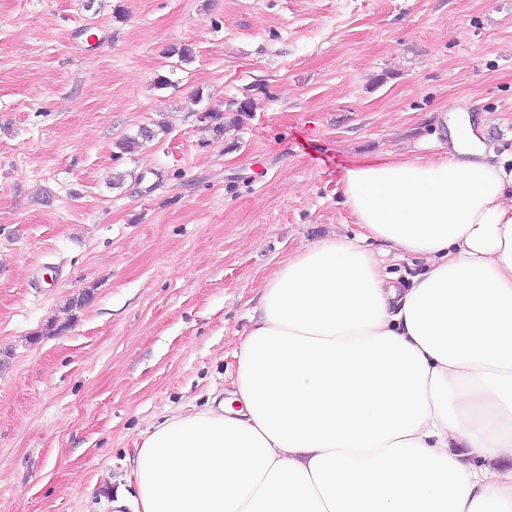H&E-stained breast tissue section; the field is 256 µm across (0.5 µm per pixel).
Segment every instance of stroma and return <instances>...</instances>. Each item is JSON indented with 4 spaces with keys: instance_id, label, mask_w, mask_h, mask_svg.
Listing matches in <instances>:
<instances>
[{
    "instance_id": "35a3bbf8",
    "label": "stroma",
    "mask_w": 512,
    "mask_h": 512,
    "mask_svg": "<svg viewBox=\"0 0 512 512\" xmlns=\"http://www.w3.org/2000/svg\"><path fill=\"white\" fill-rule=\"evenodd\" d=\"M84 4L0 0V512L134 493L141 433L229 390L263 279L357 233L347 168L447 156L452 100L512 152V0Z\"/></svg>"
}]
</instances>
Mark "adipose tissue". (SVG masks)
<instances>
[{"label": "adipose tissue", "mask_w": 512, "mask_h": 512, "mask_svg": "<svg viewBox=\"0 0 512 512\" xmlns=\"http://www.w3.org/2000/svg\"><path fill=\"white\" fill-rule=\"evenodd\" d=\"M447 116V157L345 171L358 233L263 283L231 390L142 435L113 512H512V157Z\"/></svg>", "instance_id": "obj_1"}]
</instances>
